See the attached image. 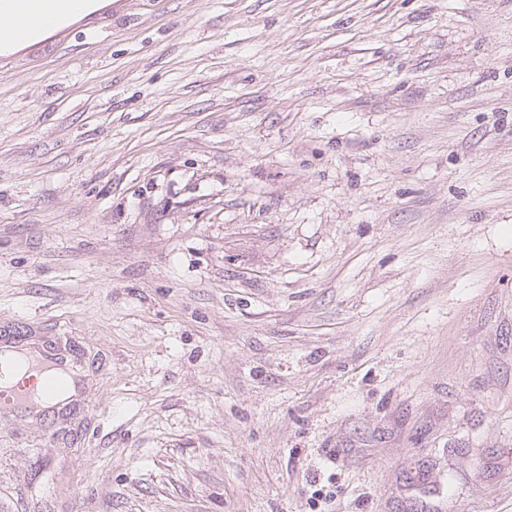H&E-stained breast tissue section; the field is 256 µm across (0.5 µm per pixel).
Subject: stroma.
<instances>
[{"label": "stroma", "mask_w": 512, "mask_h": 512, "mask_svg": "<svg viewBox=\"0 0 512 512\" xmlns=\"http://www.w3.org/2000/svg\"><path fill=\"white\" fill-rule=\"evenodd\" d=\"M112 10L0 67V512H512V0ZM1 352H12L25 361L32 369L43 375L41 392L36 395L34 389L42 384L40 375L28 369L20 361L3 363L0 380L3 387L18 386L33 387L34 389H14L7 398V409L4 415L12 420H24L43 415L49 409L62 402L67 397H73L72 404L82 402L80 398L85 376L72 372L70 363L51 350H43L34 354L28 351L21 341L1 347ZM35 380L34 384L32 381ZM65 396L64 399L61 397Z\"/></svg>", "instance_id": "35a3bbf8"}]
</instances>
